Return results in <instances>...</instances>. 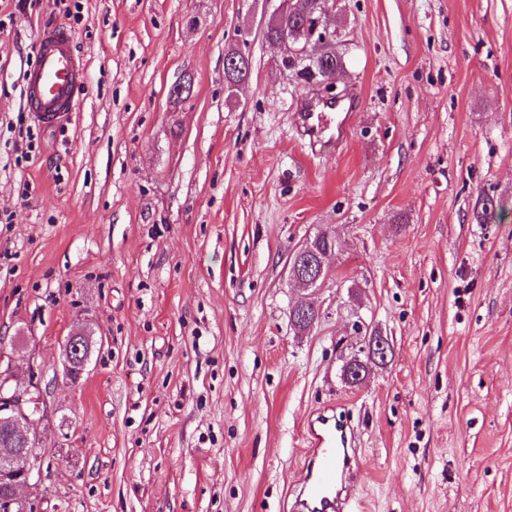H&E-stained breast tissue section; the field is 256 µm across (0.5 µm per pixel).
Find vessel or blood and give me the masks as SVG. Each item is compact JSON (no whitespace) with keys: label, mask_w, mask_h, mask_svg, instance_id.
Returning a JSON list of instances; mask_svg holds the SVG:
<instances>
[{"label":"vessel or blood","mask_w":512,"mask_h":512,"mask_svg":"<svg viewBox=\"0 0 512 512\" xmlns=\"http://www.w3.org/2000/svg\"><path fill=\"white\" fill-rule=\"evenodd\" d=\"M84 84L69 32L61 27L44 30L37 61L26 73L27 108L34 119L46 127L60 123ZM350 110V105L333 99L312 102L298 112L297 126L313 143L333 147L347 135ZM309 434L314 452L294 512H351L354 491L363 479L352 430L336 415L322 412L311 422Z\"/></svg>","instance_id":"vessel-or-blood-1"}]
</instances>
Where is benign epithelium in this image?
I'll use <instances>...</instances> for the list:
<instances>
[{
	"mask_svg": "<svg viewBox=\"0 0 512 512\" xmlns=\"http://www.w3.org/2000/svg\"><path fill=\"white\" fill-rule=\"evenodd\" d=\"M305 39L329 46L334 43L336 32L323 25L322 16L319 15L311 29L306 31ZM312 246L313 240L310 239L289 257L291 277L302 278L307 288L318 287L329 276L323 253L318 254L317 262H310L306 267L301 266L302 259L309 256ZM90 349L91 342L87 334H73L67 337L64 344L65 372L72 375L77 369L79 373H84L90 362ZM368 350L371 351L372 358L382 363L392 354V346L383 336H375L369 340ZM9 379L7 373L0 372V424L8 427L13 437L20 442L21 448H0V481L8 482L14 488H29L36 485L41 460L35 452L39 438L31 433L26 425L43 418L45 410L43 403L39 402L32 408L29 406V399L9 390Z\"/></svg>",
	"mask_w": 512,
	"mask_h": 512,
	"instance_id": "1",
	"label": "benign epithelium"
}]
</instances>
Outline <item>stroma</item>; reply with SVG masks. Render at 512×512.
Segmentation results:
<instances>
[{"label": "stroma", "mask_w": 512, "mask_h": 512, "mask_svg": "<svg viewBox=\"0 0 512 512\" xmlns=\"http://www.w3.org/2000/svg\"><path fill=\"white\" fill-rule=\"evenodd\" d=\"M80 4L0 0V370L46 402L38 512H290L326 406L359 434L353 512H512V0H329L356 101L331 150L264 35L282 0ZM51 25L88 87L45 128L23 75ZM324 232L329 276L299 288L288 255ZM370 330L393 355L353 388ZM77 336L73 334L68 336L64 344V353L66 360L64 361L65 372L69 376H73L75 370V364H78L76 369L79 370V377L86 371L90 362V349L91 342L89 337L85 333H80ZM85 348V352H84ZM77 352V354H75ZM84 353V354H83ZM77 357V359H76Z\"/></svg>", "instance_id": "obj_1"}]
</instances>
